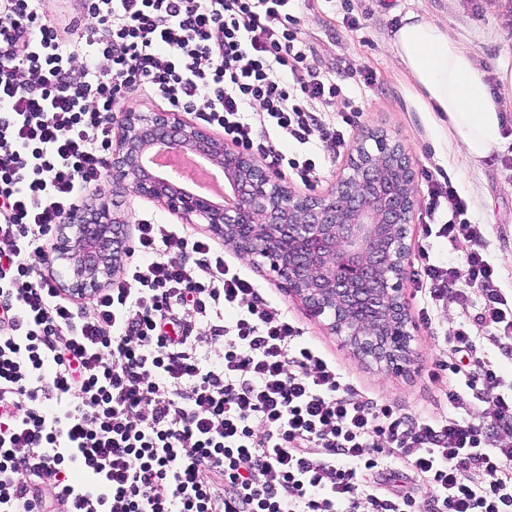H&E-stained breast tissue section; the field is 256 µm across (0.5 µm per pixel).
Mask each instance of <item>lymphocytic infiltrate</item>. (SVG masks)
Masks as SVG:
<instances>
[{
	"instance_id": "f902f5d3",
	"label": "lymphocytic infiltrate",
	"mask_w": 512,
	"mask_h": 512,
	"mask_svg": "<svg viewBox=\"0 0 512 512\" xmlns=\"http://www.w3.org/2000/svg\"><path fill=\"white\" fill-rule=\"evenodd\" d=\"M295 2L0 0V512H512V445L492 443L512 434V381L477 353H512V294L440 169L421 170L419 315L452 300L467 316L443 339L434 417L358 393L172 225L141 220L135 258L87 308L30 261L102 182L135 92L313 186L362 108L306 66ZM396 460L427 499L395 486Z\"/></svg>"
}]
</instances>
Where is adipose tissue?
Here are the masks:
<instances>
[{"mask_svg": "<svg viewBox=\"0 0 512 512\" xmlns=\"http://www.w3.org/2000/svg\"><path fill=\"white\" fill-rule=\"evenodd\" d=\"M393 46L433 111L447 117L449 138L465 161L479 164L503 145L502 107L447 26L408 15L394 33Z\"/></svg>", "mask_w": 512, "mask_h": 512, "instance_id": "1", "label": "adipose tissue"}]
</instances>
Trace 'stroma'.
I'll list each match as a JSON object with an SVG mask.
<instances>
[{"label": "stroma", "mask_w": 512, "mask_h": 512, "mask_svg": "<svg viewBox=\"0 0 512 512\" xmlns=\"http://www.w3.org/2000/svg\"><path fill=\"white\" fill-rule=\"evenodd\" d=\"M294 13L311 48L307 63L346 81L348 63L370 67L377 83L370 89L351 88L364 106L359 131H379L399 141L415 169L438 165L466 200L472 223L483 225L485 252L500 272L502 288L512 290V171L501 164L512 156V94H503L498 81V64L512 59V0H297ZM446 25L451 34L474 58L493 94L503 107L505 145L482 163H466L450 142L440 113L431 111L424 92L403 70L392 45L393 35L408 14ZM354 15L359 28L345 27L343 18ZM106 211L122 224L127 245H134L136 226L147 216L164 224L180 219L158 202L133 190H113L111 179L100 187L88 188L79 201V213ZM228 263L252 279L273 307L288 314L303 331L304 338L345 373L347 381L378 400L391 402L412 415H427L438 405L446 377H433L439 358V336L458 327L463 319L453 301L438 308L431 322H416L412 343L415 361L409 374L378 369L354 357L331 333L325 319L308 316L288 297L279 277L256 268L223 240H216Z\"/></svg>", "instance_id": "35a3bbf8"}]
</instances>
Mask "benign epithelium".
Returning <instances> with one entry per match:
<instances>
[{
  "mask_svg": "<svg viewBox=\"0 0 512 512\" xmlns=\"http://www.w3.org/2000/svg\"><path fill=\"white\" fill-rule=\"evenodd\" d=\"M123 133L112 150V185L160 202L188 223L199 220L253 264L284 281L306 314L323 316L341 343L366 363L408 373L414 361V325L403 294L418 200L411 158L384 133L355 142L326 195H300L259 160L224 146L179 112L122 113ZM155 145L189 150L224 169V204L149 170ZM131 253L120 225L105 212L72 214L59 225L46 263L65 261L68 291L90 298L102 279Z\"/></svg>",
  "mask_w": 512,
  "mask_h": 512,
  "instance_id": "benign-epithelium-1",
  "label": "benign epithelium"
}]
</instances>
